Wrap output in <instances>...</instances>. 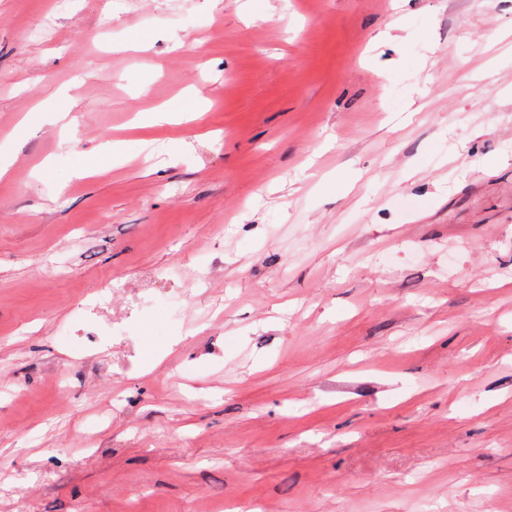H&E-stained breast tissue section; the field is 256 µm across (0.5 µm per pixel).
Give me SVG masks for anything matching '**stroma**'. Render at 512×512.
Segmentation results:
<instances>
[{"mask_svg": "<svg viewBox=\"0 0 512 512\" xmlns=\"http://www.w3.org/2000/svg\"><path fill=\"white\" fill-rule=\"evenodd\" d=\"M6 142L0 512H512V0H0Z\"/></svg>", "mask_w": 512, "mask_h": 512, "instance_id": "obj_1", "label": "stroma"}]
</instances>
